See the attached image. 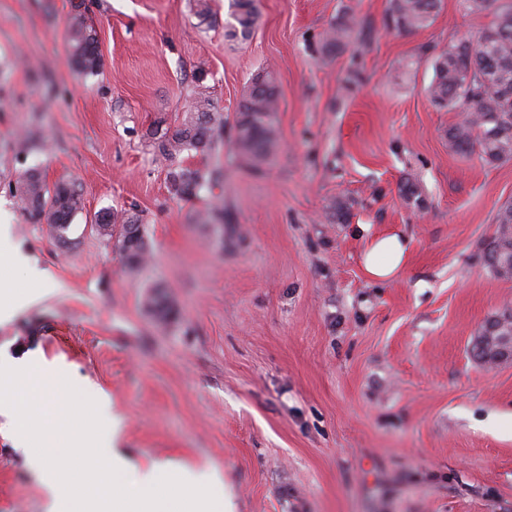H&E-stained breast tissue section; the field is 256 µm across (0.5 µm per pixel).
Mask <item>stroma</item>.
I'll return each mask as SVG.
<instances>
[{"mask_svg": "<svg viewBox=\"0 0 512 512\" xmlns=\"http://www.w3.org/2000/svg\"><path fill=\"white\" fill-rule=\"evenodd\" d=\"M75 2L0 0V222L45 274L0 345L41 346L76 386L103 390L133 462L217 469L237 512H512V359L471 353L482 322L512 306V280L484 263L512 161L456 152L459 113L426 93L429 51L490 16L444 0L431 26L398 35L387 0H260L259 26L237 42L229 0H211L209 24L191 0H83L102 62L83 76ZM345 11L355 41L321 63L320 35ZM262 70L280 95L276 154L256 166L227 142L187 155L224 172V222L203 223L207 199L168 192L148 134L175 125L198 72L232 124ZM31 167L82 189L64 237L19 204ZM407 182L422 205L403 197ZM133 203L150 248L135 269L116 237L87 227ZM392 230L408 259L372 280L370 236ZM155 286L174 307L165 323L144 305ZM44 508L0 435V512Z\"/></svg>", "mask_w": 512, "mask_h": 512, "instance_id": "obj_1", "label": "stroma"}]
</instances>
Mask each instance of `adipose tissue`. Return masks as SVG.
<instances>
[{
  "label": "adipose tissue",
  "instance_id": "ef3b65f1",
  "mask_svg": "<svg viewBox=\"0 0 512 512\" xmlns=\"http://www.w3.org/2000/svg\"><path fill=\"white\" fill-rule=\"evenodd\" d=\"M406 238H372L365 272L393 278L405 264ZM61 365L41 347L12 354L0 349V417L43 485L47 512H235L231 496L218 493L220 477L205 465L153 461L140 466L119 448V418L108 397L72 396L61 384ZM41 404L48 423L30 412Z\"/></svg>",
  "mask_w": 512,
  "mask_h": 512
}]
</instances>
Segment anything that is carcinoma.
Segmentation results:
<instances>
[{"mask_svg": "<svg viewBox=\"0 0 512 512\" xmlns=\"http://www.w3.org/2000/svg\"><path fill=\"white\" fill-rule=\"evenodd\" d=\"M466 15L487 13L490 25L470 39L450 41L433 55V78L426 88L432 105L454 110L461 119L448 128V141L459 153L487 164L512 161V0H460ZM443 8V0H388L386 27L398 34L413 33L430 26ZM261 12L257 0H229L228 36L241 41L258 27ZM356 33L352 16L344 13L323 31L321 61L328 63L347 48ZM71 53L82 75H95L101 65L96 31L84 13L75 11L69 21ZM188 108L175 127L154 128L151 146L168 161L166 180L170 192L181 199L214 195L221 186V169L192 168L183 154L213 151L224 142V115L217 112L211 87L203 75L194 77L188 93ZM279 110V94L268 71L256 73L242 95L233 129L239 154L256 165L270 162L276 151L274 117ZM18 199L34 223L50 224L62 236L74 217L83 211L80 191L65 180L48 185L36 168L19 177ZM98 224H118V249L126 265L139 267L148 253L143 234H130L141 226L139 212L102 209L94 215ZM496 228L485 249V263L494 276L512 279V202L504 203L495 219ZM149 308L168 319L173 308L160 294L148 299Z\"/></svg>", "mask_w": 512, "mask_h": 512, "instance_id": "obj_1", "label": "carcinoma"}]
</instances>
